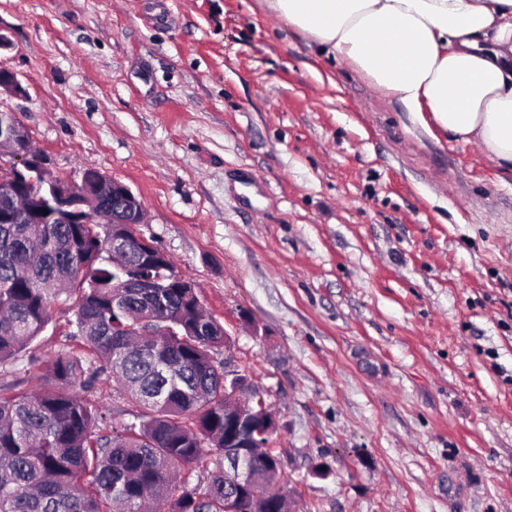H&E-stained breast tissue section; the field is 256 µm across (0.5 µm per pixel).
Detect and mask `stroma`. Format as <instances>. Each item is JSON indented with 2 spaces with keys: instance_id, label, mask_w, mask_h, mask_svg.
<instances>
[{
  "instance_id": "stroma-1",
  "label": "stroma",
  "mask_w": 512,
  "mask_h": 512,
  "mask_svg": "<svg viewBox=\"0 0 512 512\" xmlns=\"http://www.w3.org/2000/svg\"><path fill=\"white\" fill-rule=\"evenodd\" d=\"M0 34L33 147L125 183L229 332L296 512H512L511 172L262 0H0Z\"/></svg>"
}]
</instances>
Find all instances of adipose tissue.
Masks as SVG:
<instances>
[{
	"instance_id": "ef3b65f1",
	"label": "adipose tissue",
	"mask_w": 512,
	"mask_h": 512,
	"mask_svg": "<svg viewBox=\"0 0 512 512\" xmlns=\"http://www.w3.org/2000/svg\"><path fill=\"white\" fill-rule=\"evenodd\" d=\"M403 108L512 169V0H265Z\"/></svg>"
}]
</instances>
